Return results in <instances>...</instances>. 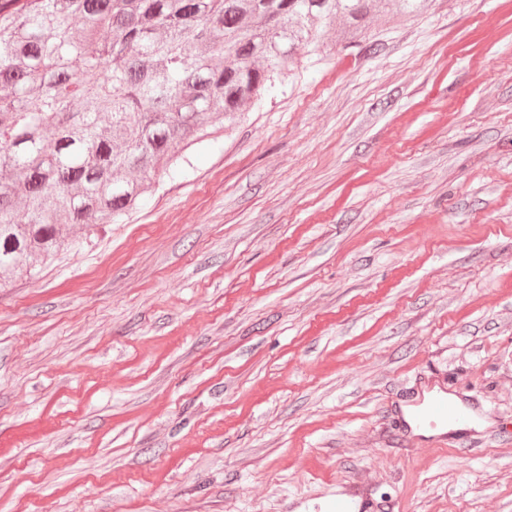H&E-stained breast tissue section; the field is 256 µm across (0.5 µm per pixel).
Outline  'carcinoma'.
Listing matches in <instances>:
<instances>
[{"label":"carcinoma","mask_w":512,"mask_h":512,"mask_svg":"<svg viewBox=\"0 0 512 512\" xmlns=\"http://www.w3.org/2000/svg\"><path fill=\"white\" fill-rule=\"evenodd\" d=\"M427 0H0V286L137 205L207 127L275 86L316 30Z\"/></svg>","instance_id":"obj_1"}]
</instances>
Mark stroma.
<instances>
[{
	"label": "stroma",
	"instance_id": "1",
	"mask_svg": "<svg viewBox=\"0 0 512 512\" xmlns=\"http://www.w3.org/2000/svg\"><path fill=\"white\" fill-rule=\"evenodd\" d=\"M323 30L0 288V512H512V0ZM432 378L484 429L410 443Z\"/></svg>",
	"mask_w": 512,
	"mask_h": 512
}]
</instances>
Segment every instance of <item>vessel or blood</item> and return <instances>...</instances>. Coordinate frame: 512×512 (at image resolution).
Wrapping results in <instances>:
<instances>
[{"mask_svg": "<svg viewBox=\"0 0 512 512\" xmlns=\"http://www.w3.org/2000/svg\"><path fill=\"white\" fill-rule=\"evenodd\" d=\"M397 417L404 437L433 438L444 441L449 424L469 425L473 420L470 409L450 398L447 391L436 389L434 383L421 385Z\"/></svg>", "mask_w": 512, "mask_h": 512, "instance_id": "obj_1", "label": "vessel or blood"}]
</instances>
